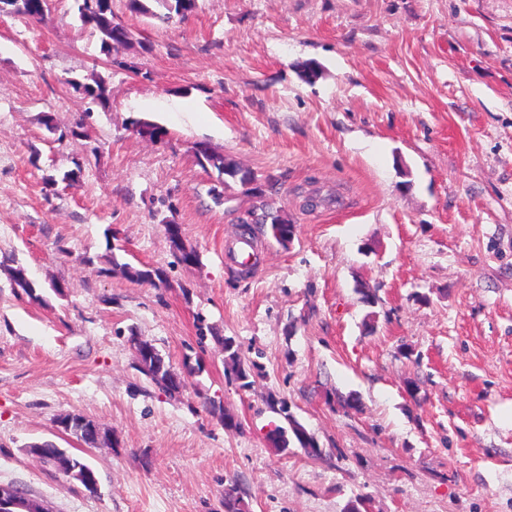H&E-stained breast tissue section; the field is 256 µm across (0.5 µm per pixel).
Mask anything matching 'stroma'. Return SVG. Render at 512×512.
I'll list each match as a JSON object with an SVG mask.
<instances>
[{"instance_id":"35a3bbf8","label":"stroma","mask_w":512,"mask_h":512,"mask_svg":"<svg viewBox=\"0 0 512 512\" xmlns=\"http://www.w3.org/2000/svg\"><path fill=\"white\" fill-rule=\"evenodd\" d=\"M112 10L133 35L117 64L73 0L0 15V484L52 512H224L232 481L250 512H343L360 496L369 512H512V0H197L170 22ZM96 76L108 106L73 86ZM198 143L253 171L296 226L283 246L255 225L248 275L224 259L237 215L215 204ZM314 191L327 205L304 210ZM166 219L199 264L173 265ZM12 260L36 297L17 295ZM126 263L167 281L136 282ZM201 319L258 361L250 388L198 338ZM137 339L185 373L182 390L141 372ZM270 397L322 458L269 445L283 422ZM69 412L113 446L61 433ZM44 440L92 466L97 495L27 452Z\"/></svg>"}]
</instances>
